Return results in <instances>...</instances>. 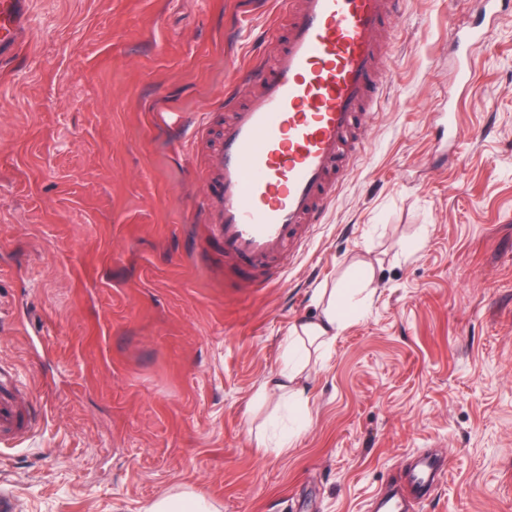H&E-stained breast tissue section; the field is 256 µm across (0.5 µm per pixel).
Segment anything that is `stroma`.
<instances>
[{"mask_svg": "<svg viewBox=\"0 0 512 512\" xmlns=\"http://www.w3.org/2000/svg\"><path fill=\"white\" fill-rule=\"evenodd\" d=\"M280 2L33 0L0 63V376L39 419L0 447L15 512H144L177 487L221 512H375L421 455L447 477L410 512H512V12L464 51L448 27L479 0H400L366 150L261 287L224 267L208 173ZM358 271L374 292L336 341L292 346ZM292 355L301 430L263 391Z\"/></svg>", "mask_w": 512, "mask_h": 512, "instance_id": "stroma-1", "label": "stroma"}]
</instances>
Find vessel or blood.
<instances>
[{"mask_svg":"<svg viewBox=\"0 0 512 512\" xmlns=\"http://www.w3.org/2000/svg\"><path fill=\"white\" fill-rule=\"evenodd\" d=\"M31 0H0V58L10 55L26 25ZM391 0H286L288 37L274 70L256 61L241 86L259 85L240 100L230 92L232 119L215 156L219 202L214 238L224 258L250 268L258 284L271 281L270 259L286 242L320 223L349 161L364 150L358 131L377 98L371 88L383 53L381 31L394 14ZM33 427L27 400L0 378V441L25 438ZM441 475L431 457L409 473L406 496L386 512H408L428 496Z\"/></svg>","mask_w":512,"mask_h":512,"instance_id":"vessel-or-blood-1","label":"vessel or blood"}]
</instances>
